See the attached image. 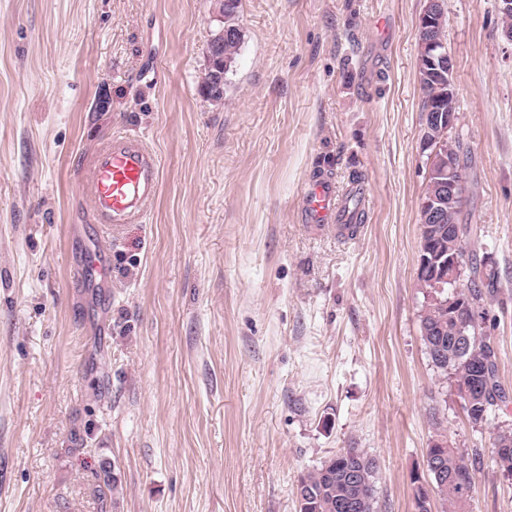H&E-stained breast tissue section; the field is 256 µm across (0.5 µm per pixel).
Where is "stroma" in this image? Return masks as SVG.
<instances>
[{
  "mask_svg": "<svg viewBox=\"0 0 512 512\" xmlns=\"http://www.w3.org/2000/svg\"><path fill=\"white\" fill-rule=\"evenodd\" d=\"M426 5L239 0L215 103L213 0H0V512H297L343 448L375 458L379 512H414L437 439L475 470L468 512H512V409L472 424L420 337ZM444 9L466 250L498 271L483 331L512 391V43L495 0ZM120 130L161 183L115 235L78 172ZM318 175L363 186L354 240L302 224ZM98 239L106 289L71 275ZM227 1L229 0H217L220 12L224 16V22L222 28H220L214 35L215 37L217 34H219L221 31H224L225 29L237 32V34H234L233 36L225 37L224 40L222 41V44L218 47V53L221 61L220 73L222 74V80H224V93L226 86V75L230 72L231 68L233 67V64L235 63V59L238 56L241 43V33L236 23V9L239 0H230L232 2L231 6L227 4ZM211 78L212 70L208 66L201 87H203V91L207 98L219 102L224 99V93L221 95L219 94L217 96H213L205 92V88L209 84ZM493 445L495 462L501 470L512 474V428L498 430ZM496 448L499 449L496 450Z\"/></svg>",
  "mask_w": 512,
  "mask_h": 512,
  "instance_id": "obj_1",
  "label": "stroma"
}]
</instances>
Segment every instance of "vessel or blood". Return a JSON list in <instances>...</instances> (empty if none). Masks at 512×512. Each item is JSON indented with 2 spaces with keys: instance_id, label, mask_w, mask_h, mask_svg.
<instances>
[{
  "instance_id": "obj_1",
  "label": "vessel or blood",
  "mask_w": 512,
  "mask_h": 512,
  "mask_svg": "<svg viewBox=\"0 0 512 512\" xmlns=\"http://www.w3.org/2000/svg\"><path fill=\"white\" fill-rule=\"evenodd\" d=\"M160 164L156 154L136 135L113 134L86 157L81 174V191L91 202L96 223L115 230L125 224L140 223L159 193ZM301 216L310 227L335 226L340 239L352 232L345 220L348 210L337 201L336 185L328 179L310 184L301 201ZM112 250L99 245L86 255L74 276L93 271L106 278Z\"/></svg>"
}]
</instances>
